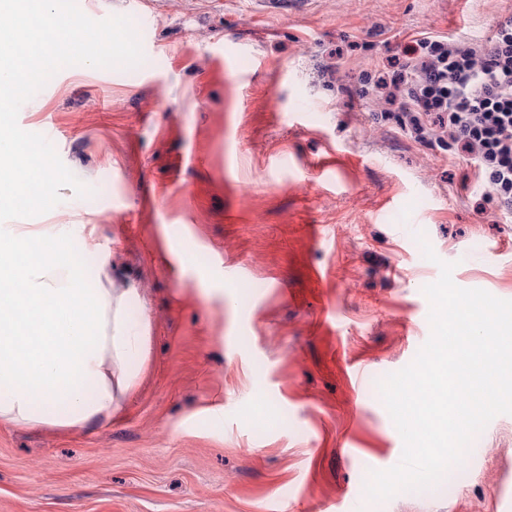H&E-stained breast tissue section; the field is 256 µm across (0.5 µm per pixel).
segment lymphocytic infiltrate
Returning a JSON list of instances; mask_svg holds the SVG:
<instances>
[{
    "mask_svg": "<svg viewBox=\"0 0 512 512\" xmlns=\"http://www.w3.org/2000/svg\"><path fill=\"white\" fill-rule=\"evenodd\" d=\"M425 146H455L473 166L485 198L512 213V18L483 44L423 36L386 75L364 73Z\"/></svg>",
    "mask_w": 512,
    "mask_h": 512,
    "instance_id": "f902f5d3",
    "label": "lymphocytic infiltrate"
}]
</instances>
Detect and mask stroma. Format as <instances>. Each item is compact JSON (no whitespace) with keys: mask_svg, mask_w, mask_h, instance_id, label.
I'll return each mask as SVG.
<instances>
[{"mask_svg":"<svg viewBox=\"0 0 512 512\" xmlns=\"http://www.w3.org/2000/svg\"><path fill=\"white\" fill-rule=\"evenodd\" d=\"M81 10L157 20L137 66L66 67L21 106L20 128H53L91 190L62 188L35 221L79 239L115 287L141 290L149 361L110 423L0 425V512H512L507 414L446 481L365 495V473L402 455L378 383L430 336L424 286L445 261L457 286L512 300V220L469 163L357 92L362 71H390L413 37L487 40L512 0Z\"/></svg>","mask_w":512,"mask_h":512,"instance_id":"35a3bbf8","label":"stroma"}]
</instances>
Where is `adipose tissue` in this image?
I'll return each instance as SVG.
<instances>
[{
    "label": "adipose tissue",
    "instance_id": "adipose-tissue-1",
    "mask_svg": "<svg viewBox=\"0 0 512 512\" xmlns=\"http://www.w3.org/2000/svg\"><path fill=\"white\" fill-rule=\"evenodd\" d=\"M29 249L36 262L13 263ZM142 303L138 289L112 287L105 266L77 268L62 230H0V422L63 432L111 422L147 359L149 326L131 319ZM21 312L39 315L48 335L24 336Z\"/></svg>",
    "mask_w": 512,
    "mask_h": 512
}]
</instances>
